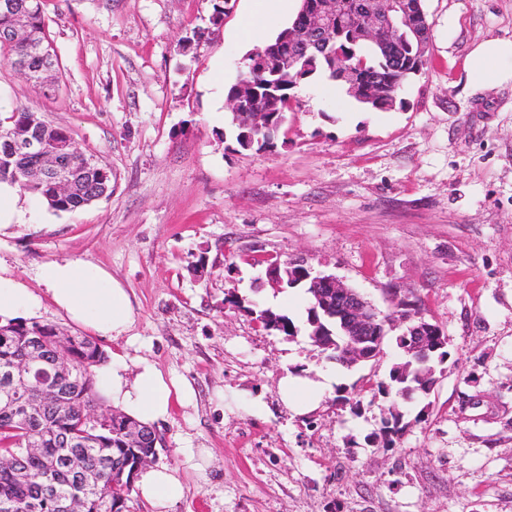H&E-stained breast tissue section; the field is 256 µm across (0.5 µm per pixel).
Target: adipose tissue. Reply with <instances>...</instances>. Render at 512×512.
<instances>
[{
  "label": "adipose tissue",
  "mask_w": 512,
  "mask_h": 512,
  "mask_svg": "<svg viewBox=\"0 0 512 512\" xmlns=\"http://www.w3.org/2000/svg\"><path fill=\"white\" fill-rule=\"evenodd\" d=\"M466 70L477 88L512 82V39L488 38L477 44L466 59ZM37 278L60 311L99 335L121 336L133 320L125 289L106 271L88 262L52 260L38 268ZM37 308L36 295L11 277L0 261V323L32 317ZM99 375L112 404L146 424L166 421L173 398L186 393L182 385L165 380L152 364L141 361L132 368L120 355L102 365ZM178 454V466H149L138 474L136 492L152 512H170L184 496L185 477L201 476L205 469L207 449L182 448Z\"/></svg>",
  "instance_id": "adipose-tissue-1"
}]
</instances>
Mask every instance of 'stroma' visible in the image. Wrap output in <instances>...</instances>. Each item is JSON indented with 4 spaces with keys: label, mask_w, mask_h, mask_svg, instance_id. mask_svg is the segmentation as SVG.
Segmentation results:
<instances>
[{
    "label": "stroma",
    "mask_w": 512,
    "mask_h": 512,
    "mask_svg": "<svg viewBox=\"0 0 512 512\" xmlns=\"http://www.w3.org/2000/svg\"><path fill=\"white\" fill-rule=\"evenodd\" d=\"M251 5L226 0L214 30L213 0H43L59 88L0 61V113L24 105L68 129L111 169L112 193L58 213L27 196L0 259L39 296V321L71 334L90 329L56 308L41 264L87 261L125 289L134 319L98 344L189 388L157 425L156 464L211 454L172 512H512V84L477 89L465 69L480 41L512 38V0H425L430 60L404 106L343 104L317 77L260 153L230 148L224 91L291 16L247 41ZM296 257L382 312L419 300L447 334L435 391L400 402L427 419L395 450L367 443L385 399L363 396L357 414L334 403L337 387L401 361L394 336L377 363L327 359L303 326L305 286H256L269 260ZM233 296L290 316L297 335L263 331ZM287 376L326 386L299 413L280 393Z\"/></svg>",
    "instance_id": "stroma-1"
}]
</instances>
